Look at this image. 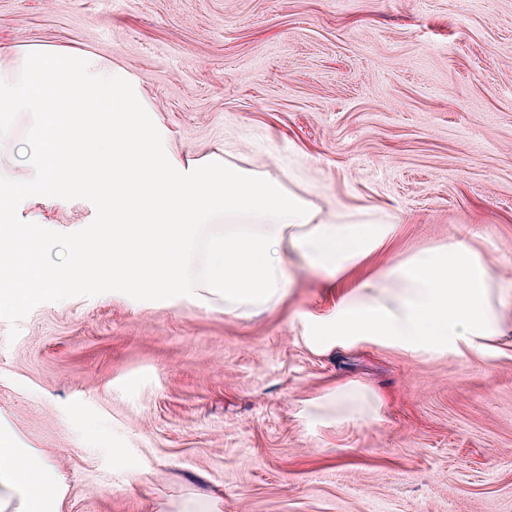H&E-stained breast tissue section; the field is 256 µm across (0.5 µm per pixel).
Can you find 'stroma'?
Here are the masks:
<instances>
[{
    "label": "stroma",
    "instance_id": "stroma-1",
    "mask_svg": "<svg viewBox=\"0 0 512 512\" xmlns=\"http://www.w3.org/2000/svg\"><path fill=\"white\" fill-rule=\"evenodd\" d=\"M23 45L129 69L182 154L276 172L327 217L398 220L354 276L291 260L286 299L253 315L105 281L0 312V422L45 452L60 512H211L217 487L221 512H512V335L308 338L357 276L462 237L512 321V0H0V47ZM39 211L14 258L64 264L105 229L89 196ZM346 382L381 414L303 415ZM334 394H336V400L346 398L350 394L360 395L366 402L364 413L368 416H379L384 407V400L379 393L351 383L339 384Z\"/></svg>",
    "mask_w": 512,
    "mask_h": 512
}]
</instances>
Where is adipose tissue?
I'll use <instances>...</instances> for the list:
<instances>
[{"mask_svg":"<svg viewBox=\"0 0 512 512\" xmlns=\"http://www.w3.org/2000/svg\"><path fill=\"white\" fill-rule=\"evenodd\" d=\"M24 144L25 189L42 203L80 190L100 205L105 231L72 242L67 265L41 264L29 281L0 289V310L23 303L30 281L64 298L80 282L109 280L127 292L223 301L249 315L288 294L287 260L342 274L382 247L389 216L322 217L272 171L211 155L175 153L139 80L77 48L0 49V146ZM218 230L197 265L202 225ZM503 288L468 242L425 249L345 293L319 335L381 338L407 350L505 335ZM58 473L43 452L0 426V512H59Z\"/></svg>","mask_w":512,"mask_h":512,"instance_id":"1","label":"adipose tissue"}]
</instances>
